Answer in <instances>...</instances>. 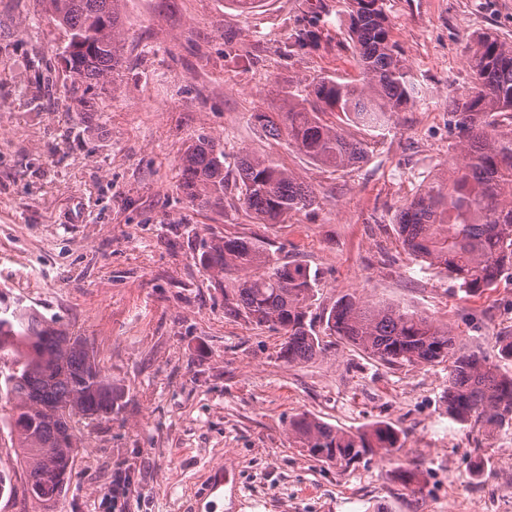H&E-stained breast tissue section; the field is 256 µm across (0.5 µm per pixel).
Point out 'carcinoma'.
I'll return each instance as SVG.
<instances>
[{
    "instance_id": "obj_1",
    "label": "carcinoma",
    "mask_w": 512,
    "mask_h": 512,
    "mask_svg": "<svg viewBox=\"0 0 512 512\" xmlns=\"http://www.w3.org/2000/svg\"><path fill=\"white\" fill-rule=\"evenodd\" d=\"M124 0H38L69 32L65 67L69 92L117 78L123 67ZM348 36L359 78L322 76L290 89L285 111L260 112L257 121L275 139L312 163L348 168L367 155L328 113L369 131L388 129L392 117L424 102L420 84L394 39L385 0H348ZM318 22L289 34L285 53L316 48ZM472 83L461 103L448 102L455 130L456 166L424 185L395 216L397 234L415 259L449 274L474 296L512 269V41L493 32L476 39L466 58ZM509 117L502 128L497 117ZM224 145L200 134L180 160V189L191 201L222 204L228 186L260 224H282L308 207L312 190L269 157L243 152L225 169ZM197 261L224 279V312L284 335L279 355L289 363L315 358L321 343L310 311L316 275L300 263L278 264L263 238L216 236ZM326 330L382 364H448V416L484 433L512 425V376L459 347L448 326L392 306L371 305L353 294L338 298ZM0 352L14 357L0 383L9 405L5 426L26 467L24 492L48 504L68 485L77 449V417L112 414L119 395L95 356L60 321L25 307L0 310ZM308 455L347 470L375 449L396 448L397 431L377 422L349 432L306 414L289 421Z\"/></svg>"
}]
</instances>
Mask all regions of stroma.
I'll return each mask as SVG.
<instances>
[{
    "label": "stroma",
    "instance_id": "stroma-1",
    "mask_svg": "<svg viewBox=\"0 0 512 512\" xmlns=\"http://www.w3.org/2000/svg\"><path fill=\"white\" fill-rule=\"evenodd\" d=\"M394 35L427 99L399 113L356 167L310 162L258 125L282 93L324 74L358 75L344 0H126L124 66L78 111L66 94V31L35 0H0V297L83 336L120 395L82 419L73 476L50 509L24 493L0 453V512H191L211 466L239 473L237 512H494L512 493V426L484 437L449 419L446 365H384L333 336L287 363L278 332L224 313V286L196 262L202 240L269 239L282 262L318 275L313 315L342 295L430 315L512 375V270L465 296L415 262L395 214L444 172L455 133L441 105L465 93L477 37L512 40V0H386ZM321 48L284 54L312 21ZM235 156L269 155L311 187L284 224H259L236 193L190 202L179 160L198 134ZM357 431L383 422L400 446L340 471L299 448L291 418ZM416 468L420 492L399 466ZM126 491L115 499L116 483Z\"/></svg>",
    "mask_w": 512,
    "mask_h": 512
}]
</instances>
